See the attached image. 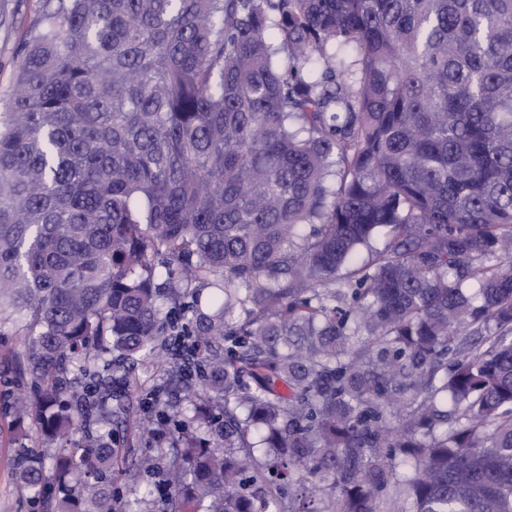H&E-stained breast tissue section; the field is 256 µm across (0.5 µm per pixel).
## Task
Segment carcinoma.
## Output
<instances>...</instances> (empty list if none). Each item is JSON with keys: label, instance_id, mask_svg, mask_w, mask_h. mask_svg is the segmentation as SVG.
Returning <instances> with one entry per match:
<instances>
[{"label": "carcinoma", "instance_id": "obj_1", "mask_svg": "<svg viewBox=\"0 0 512 512\" xmlns=\"http://www.w3.org/2000/svg\"><path fill=\"white\" fill-rule=\"evenodd\" d=\"M45 5L0 100L36 386L0 432L88 445L19 447L31 499L124 512L91 426L170 330L219 438L178 432L164 512H512V0ZM25 428L28 435L22 440L25 445L51 456L69 451V448H73V440L79 439L80 437L78 434L73 437L64 436L58 438L53 443H44L38 432V425L35 421H28Z\"/></svg>", "mask_w": 512, "mask_h": 512}]
</instances>
